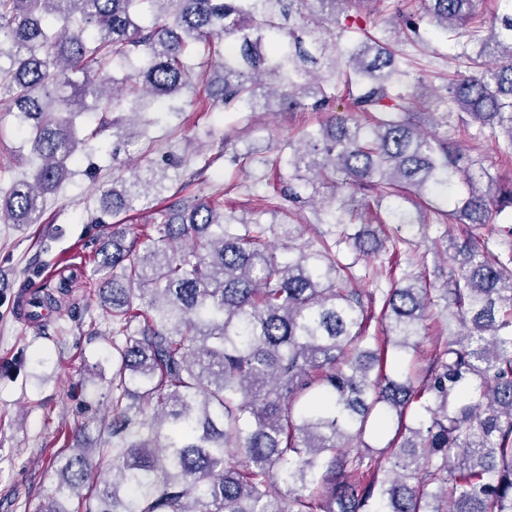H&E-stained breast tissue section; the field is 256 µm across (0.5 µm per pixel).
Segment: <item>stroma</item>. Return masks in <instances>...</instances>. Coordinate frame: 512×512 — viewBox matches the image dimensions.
Segmentation results:
<instances>
[{"mask_svg":"<svg viewBox=\"0 0 512 512\" xmlns=\"http://www.w3.org/2000/svg\"><path fill=\"white\" fill-rule=\"evenodd\" d=\"M389 38L402 48L425 74L442 88V78L459 67L455 41L410 44L399 31ZM201 106L186 112L160 114L156 124L123 146L118 158L127 160L147 155L159 163L171 159L181 164L190 179L188 193L206 197L231 182L250 184L264 179L260 195L231 192L225 207L236 214H255L265 208L279 178L271 164L288 139L305 127H317L316 112H225L215 107L206 89H199ZM450 144L478 160L491 177L512 178V159L501 156L494 143L476 142L458 122L447 128ZM238 149L251 148L265 156L263 166L240 168L221 158L225 137ZM204 147L213 160L202 176L195 164L183 163L186 139ZM111 157L95 153L89 163L79 164L72 177L47 198L44 215L37 224L17 226L0 219V512H39L52 494L58 477L49 463L50 444L71 448L90 447L100 422L110 406L109 387L97 378L93 366L106 357L111 340L105 326L92 325L101 310L99 298L89 286L98 281L86 242L87 228L95 215L101 190L112 184ZM29 146L18 133L13 113L0 104V190L28 172ZM362 223L376 238H400L398 252L390 248L361 255L354 247L343 248V263L352 267L353 287L371 291L374 272L392 269L395 278L426 272L428 279L442 283L448 277L449 259L437 257L449 235L459 234L454 224H426L413 231H397L395 225L380 228L362 216ZM65 286L66 296L50 320L31 325L23 316L26 293ZM448 346V321L432 315L418 347L407 362L427 366ZM84 426L72 433L74 423Z\"/></svg>","mask_w":512,"mask_h":512,"instance_id":"obj_1","label":"stroma"}]
</instances>
